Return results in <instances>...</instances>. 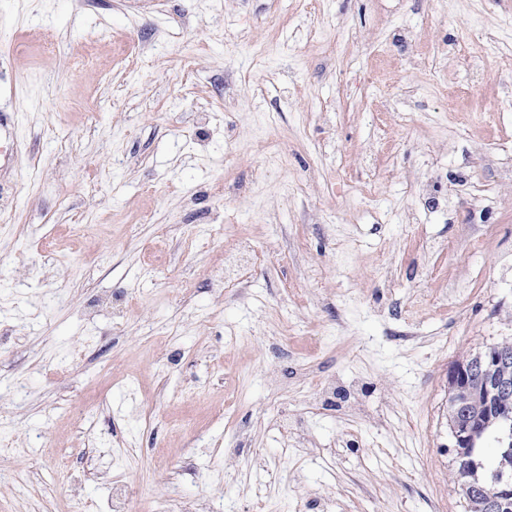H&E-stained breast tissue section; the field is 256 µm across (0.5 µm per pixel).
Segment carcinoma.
I'll return each instance as SVG.
<instances>
[{"mask_svg":"<svg viewBox=\"0 0 512 512\" xmlns=\"http://www.w3.org/2000/svg\"><path fill=\"white\" fill-rule=\"evenodd\" d=\"M503 359L491 366L478 354L462 361L471 370L468 379L450 384L448 423H460L458 405L466 411L470 435L466 445L455 449V480L467 503V512H512V420L502 409L512 407V342L496 345ZM508 430L507 441L500 449L496 470L485 477L478 442L492 428Z\"/></svg>","mask_w":512,"mask_h":512,"instance_id":"carcinoma-1","label":"carcinoma"}]
</instances>
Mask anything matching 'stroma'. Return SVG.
Returning <instances> with one entry per match:
<instances>
[{
	"mask_svg": "<svg viewBox=\"0 0 512 512\" xmlns=\"http://www.w3.org/2000/svg\"><path fill=\"white\" fill-rule=\"evenodd\" d=\"M1 112L0 512H467L512 0H0Z\"/></svg>",
	"mask_w": 512,
	"mask_h": 512,
	"instance_id": "stroma-1",
	"label": "stroma"
}]
</instances>
